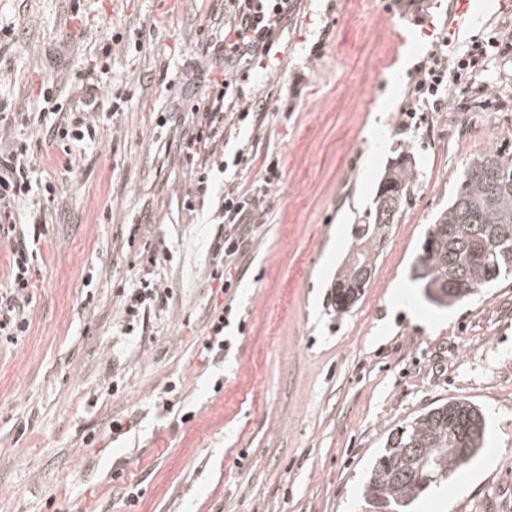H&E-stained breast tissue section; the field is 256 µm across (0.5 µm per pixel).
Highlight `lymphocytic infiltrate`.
Segmentation results:
<instances>
[{"mask_svg": "<svg viewBox=\"0 0 512 512\" xmlns=\"http://www.w3.org/2000/svg\"><path fill=\"white\" fill-rule=\"evenodd\" d=\"M294 6V0H224V30L219 41L201 54L196 66L208 87L207 96L202 106L178 118L186 130L177 147L187 159L206 164L223 156L229 129L258 120L257 105L243 92V68H274L275 45ZM490 70L487 49L477 41L455 55L434 56L419 68L403 116L413 117L427 105L442 110L458 91L487 93ZM281 176L278 161L269 158L260 170L259 186L246 189L232 180L218 194L214 215L225 230L211 244L209 277L222 288L231 289L232 280L226 270L238 263L247 233L262 224L268 211L269 188L278 184ZM56 191L54 182L38 179L26 142L17 141L0 150V240L10 246L9 276L0 285V337L8 343L17 342L29 328L25 307L32 300L35 286L36 246L47 229L44 211L30 212L24 223L17 208L41 197L51 198ZM169 296L168 288L154 279L140 277L122 295L124 315L128 321H136L146 309L165 305Z\"/></svg>", "mask_w": 512, "mask_h": 512, "instance_id": "1", "label": "lymphocytic infiltrate"}]
</instances>
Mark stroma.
I'll use <instances>...</instances> for the list:
<instances>
[{"instance_id":"stroma-1","label":"stroma","mask_w":512,"mask_h":512,"mask_svg":"<svg viewBox=\"0 0 512 512\" xmlns=\"http://www.w3.org/2000/svg\"><path fill=\"white\" fill-rule=\"evenodd\" d=\"M450 12V0H299L278 66L244 83L267 118L226 148L253 145L282 171L227 297L207 277L224 227L184 207L196 169L155 128L203 98L189 77L224 0H0V144L26 140L59 188L30 329L0 343V512H360L390 430L452 399L482 411L483 449L413 512H512L499 455L512 448V278L448 307L410 278L470 160L512 158V51L495 57L486 97L400 124ZM106 46L110 70L90 72ZM48 81L67 112L92 84L126 103L96 111L94 139L65 145L33 122ZM404 151L414 190L362 297L338 312L330 293L355 226ZM134 223L138 243L170 255L154 275L172 300L128 334L119 291L143 274L123 246ZM227 304L226 347L205 352L207 319Z\"/></svg>"}]
</instances>
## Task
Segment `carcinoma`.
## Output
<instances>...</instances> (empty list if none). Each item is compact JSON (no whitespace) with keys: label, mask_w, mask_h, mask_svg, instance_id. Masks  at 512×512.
Listing matches in <instances>:
<instances>
[{"label":"carcinoma","mask_w":512,"mask_h":512,"mask_svg":"<svg viewBox=\"0 0 512 512\" xmlns=\"http://www.w3.org/2000/svg\"><path fill=\"white\" fill-rule=\"evenodd\" d=\"M415 162L403 152L385 169L375 206L356 227L355 250L336 277L334 305L347 311L373 274L377 250L410 196ZM412 278L427 299L450 306L512 274V160L490 151L460 177L421 246ZM486 422L475 404L453 399L390 430L363 487L365 512H410L431 484L468 467L483 448Z\"/></svg>","instance_id":"cac0c4a2"}]
</instances>
